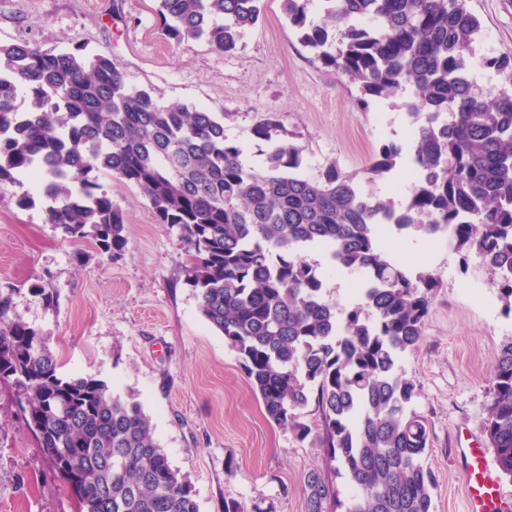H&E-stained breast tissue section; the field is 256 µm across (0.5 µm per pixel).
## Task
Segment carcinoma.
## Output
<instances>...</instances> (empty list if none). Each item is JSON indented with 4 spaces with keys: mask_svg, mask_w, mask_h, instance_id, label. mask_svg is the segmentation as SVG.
Masks as SVG:
<instances>
[{
    "mask_svg": "<svg viewBox=\"0 0 512 512\" xmlns=\"http://www.w3.org/2000/svg\"><path fill=\"white\" fill-rule=\"evenodd\" d=\"M167 37L238 49L261 17L262 0H158ZM282 0L289 25L316 59L355 84L362 111L411 88L419 122L397 205L363 191L331 165L303 177L302 149L277 137L275 120L255 129L266 144L258 167L204 109L164 105L126 85L112 62L84 48L0 45V183L44 184L47 222L64 239H93L123 256L124 217L100 178L137 186L158 220L179 229L186 283L204 319L242 360L269 419L326 449L354 486L343 512H433L424 418L415 383L397 362L422 339L435 283L408 278L380 250L379 225L453 231L476 256L512 311V59L483 66L504 77L488 96L472 78L480 22L469 0ZM27 110H18V90ZM403 146L387 142L367 168L392 172ZM329 244L339 267L363 273V302L339 312L303 258ZM0 294V383L36 435L54 477L72 487L80 512H199L190 482L155 442L150 417L100 380L65 377L45 338L8 318ZM317 431L299 421L310 397ZM484 431L512 478V343L492 371ZM309 512L335 495L308 478Z\"/></svg>",
    "mask_w": 512,
    "mask_h": 512,
    "instance_id": "1",
    "label": "carcinoma"
}]
</instances>
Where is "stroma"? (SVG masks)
<instances>
[{
  "instance_id": "obj_1",
  "label": "stroma",
  "mask_w": 512,
  "mask_h": 512,
  "mask_svg": "<svg viewBox=\"0 0 512 512\" xmlns=\"http://www.w3.org/2000/svg\"><path fill=\"white\" fill-rule=\"evenodd\" d=\"M157 7L156 0H0V45L84 46L111 60L128 86L164 104L212 112L226 139L256 165L262 143L254 130L274 117L282 138L302 147L308 179H321L333 164L365 192L405 200L411 182L404 168L373 183L364 175L381 143L411 145L415 125L403 99L359 111L356 86L300 42L282 0H263L261 19L230 53L170 40ZM470 7L481 22L477 58H512V0H470ZM101 184L124 217L128 244L118 260L101 255L93 240H64L47 224L35 185L0 184V292L10 296V318L45 337L62 375L96 377L141 404L156 443L191 483L199 512H224L232 502L246 512H308L314 472L347 499V476L336 473L324 449L269 420L237 353L201 316L198 294L185 282L178 230L159 222L136 186L109 177ZM26 192L35 203L23 207ZM385 242L409 275L427 272L436 282L423 339L397 363L416 385L412 405L429 428L423 465L434 477L433 510L466 512L457 451L479 445L503 493V512H512V479L500 473L484 433L491 371L512 342V312L479 259L461 262L445 234L411 227L389 231ZM304 258L322 272L323 297L337 310L361 302L359 272L333 267L317 248ZM0 512H79L75 493L52 476L3 386Z\"/></svg>"
}]
</instances>
